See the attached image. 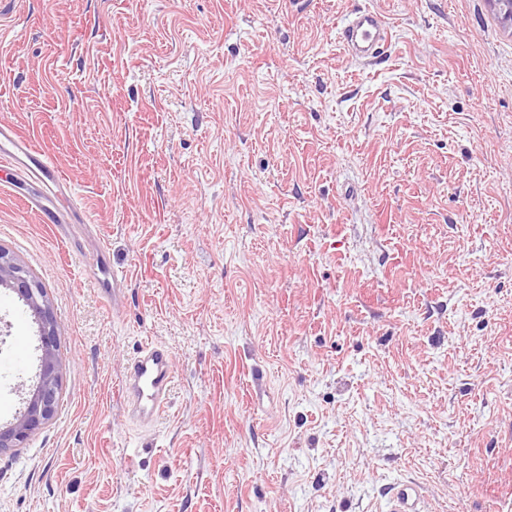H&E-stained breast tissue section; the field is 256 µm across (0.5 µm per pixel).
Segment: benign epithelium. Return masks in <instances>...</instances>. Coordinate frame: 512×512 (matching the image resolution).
<instances>
[{"label":"benign epithelium","instance_id":"7a95c632","mask_svg":"<svg viewBox=\"0 0 512 512\" xmlns=\"http://www.w3.org/2000/svg\"><path fill=\"white\" fill-rule=\"evenodd\" d=\"M503 26L512 31V0H490ZM0 288L12 290L37 325L39 364L32 393L13 421L0 426V452L22 448L54 415L59 401L60 333L46 289L22 265L0 248Z\"/></svg>","mask_w":512,"mask_h":512}]
</instances>
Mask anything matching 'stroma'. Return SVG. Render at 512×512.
Listing matches in <instances>:
<instances>
[{"label": "stroma", "instance_id": "1", "mask_svg": "<svg viewBox=\"0 0 512 512\" xmlns=\"http://www.w3.org/2000/svg\"><path fill=\"white\" fill-rule=\"evenodd\" d=\"M365 8L388 30L370 65L339 39ZM1 121L70 188L0 166V248L46 288L62 360L53 419L0 452V512H394L406 481L416 512H512L490 0H0ZM40 193L83 230L27 213ZM148 342L174 378L143 427L121 381Z\"/></svg>", "mask_w": 512, "mask_h": 512}]
</instances>
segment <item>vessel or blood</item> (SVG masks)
Wrapping results in <instances>:
<instances>
[{
    "instance_id": "obj_1",
    "label": "vessel or blood",
    "mask_w": 512,
    "mask_h": 512,
    "mask_svg": "<svg viewBox=\"0 0 512 512\" xmlns=\"http://www.w3.org/2000/svg\"><path fill=\"white\" fill-rule=\"evenodd\" d=\"M386 35L385 22L380 14L360 10L353 13L344 25L340 39L345 50L358 62L369 65L379 57ZM19 154L28 159L29 170L35 178L66 186V179L45 152L17 132L0 128V160L7 162ZM48 203L46 196L38 195L29 199L26 207L42 221L64 224V216L49 208ZM172 373L170 352L155 344L143 347L132 360L123 381V392L143 421H153L163 409Z\"/></svg>"
}]
</instances>
